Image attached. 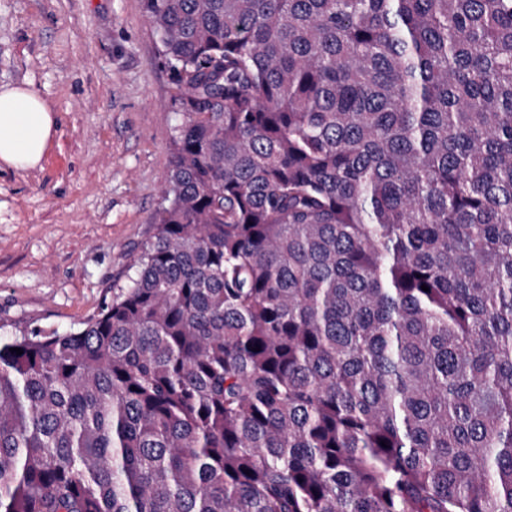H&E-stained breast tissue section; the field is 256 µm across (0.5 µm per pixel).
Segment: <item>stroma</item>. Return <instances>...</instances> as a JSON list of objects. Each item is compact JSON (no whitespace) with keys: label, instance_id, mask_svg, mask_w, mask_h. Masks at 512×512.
I'll return each mask as SVG.
<instances>
[{"label":"stroma","instance_id":"obj_1","mask_svg":"<svg viewBox=\"0 0 512 512\" xmlns=\"http://www.w3.org/2000/svg\"><path fill=\"white\" fill-rule=\"evenodd\" d=\"M57 118L40 168L0 167V336L82 328L135 274L179 117L142 0H0V86Z\"/></svg>","mask_w":512,"mask_h":512}]
</instances>
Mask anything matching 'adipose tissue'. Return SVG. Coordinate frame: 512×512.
Wrapping results in <instances>:
<instances>
[{
    "label": "adipose tissue",
    "instance_id": "adipose-tissue-1",
    "mask_svg": "<svg viewBox=\"0 0 512 512\" xmlns=\"http://www.w3.org/2000/svg\"><path fill=\"white\" fill-rule=\"evenodd\" d=\"M55 131V114L37 93L25 86L0 88L1 165L40 167Z\"/></svg>",
    "mask_w": 512,
    "mask_h": 512
}]
</instances>
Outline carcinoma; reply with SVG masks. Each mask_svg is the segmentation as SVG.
<instances>
[{
	"mask_svg": "<svg viewBox=\"0 0 512 512\" xmlns=\"http://www.w3.org/2000/svg\"><path fill=\"white\" fill-rule=\"evenodd\" d=\"M143 9L164 205L0 337V512H512V0Z\"/></svg>",
	"mask_w": 512,
	"mask_h": 512,
	"instance_id": "carcinoma-1",
	"label": "carcinoma"
}]
</instances>
